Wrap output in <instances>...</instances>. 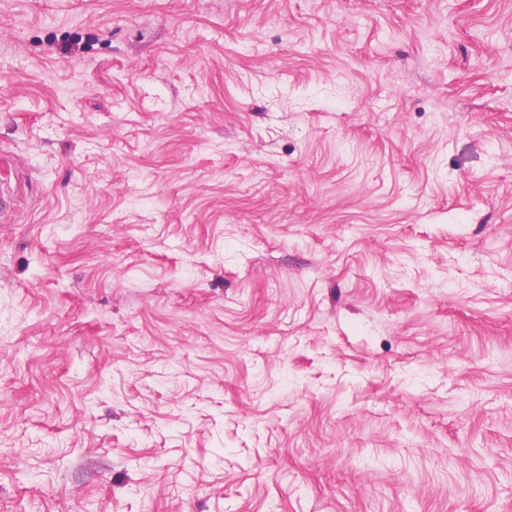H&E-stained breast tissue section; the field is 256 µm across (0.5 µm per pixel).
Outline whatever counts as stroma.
I'll use <instances>...</instances> for the list:
<instances>
[{"mask_svg":"<svg viewBox=\"0 0 512 512\" xmlns=\"http://www.w3.org/2000/svg\"><path fill=\"white\" fill-rule=\"evenodd\" d=\"M0 512H512V0H0Z\"/></svg>","mask_w":512,"mask_h":512,"instance_id":"1","label":"stroma"}]
</instances>
